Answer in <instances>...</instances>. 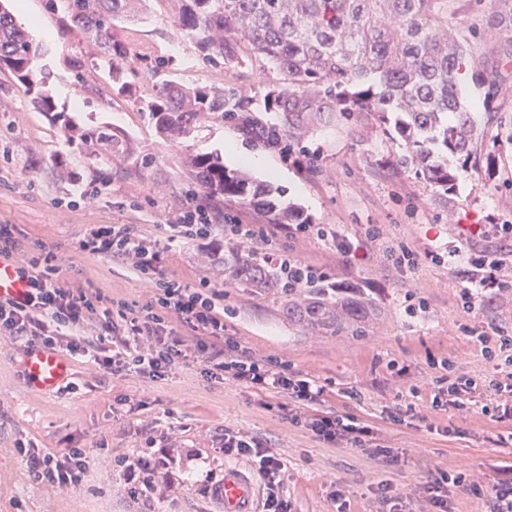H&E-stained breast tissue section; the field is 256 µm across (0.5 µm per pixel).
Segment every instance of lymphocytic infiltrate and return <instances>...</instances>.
<instances>
[{"label":"lymphocytic infiltrate","mask_w":512,"mask_h":512,"mask_svg":"<svg viewBox=\"0 0 512 512\" xmlns=\"http://www.w3.org/2000/svg\"><path fill=\"white\" fill-rule=\"evenodd\" d=\"M173 230L176 237L210 244L219 240L247 242L260 249L266 261L294 288L312 279L327 280L320 267L298 262L280 244V237L317 234L331 239L338 251L351 255V241L334 228L315 224H245L238 216L225 215L223 223H212L208 212L183 207ZM88 256H110L128 261L141 276L154 280L153 300L145 311L111 297L88 299L82 287H63L54 255L16 264L15 271L26 285L16 296L0 297V336L23 343L25 349L42 348L70 356H90L98 370L115 376L136 374L161 378L180 362H195L213 378L244 384L255 391H272L281 401L284 418L311 431L324 443L350 448L374 447L378 435L371 426L353 418L319 413L326 388L316 380L279 367L273 358L246 350L224 334V307L209 283L188 288L164 277L163 251L140 237L131 224H97L79 241ZM500 264L471 259L461 276L464 295L478 298L487 289H504L512 281L500 277ZM98 322L112 345L111 354L90 353L83 334L90 322ZM475 386L473 379L459 377L434 381L431 411L455 409L471 412L465 396ZM225 457L244 459L255 467L263 481L262 512H290L284 490V463L257 435L241 429H225L215 439ZM27 469L37 480L60 487H77L89 468L84 449L73 448L59 455L45 448L23 451ZM202 458L200 449L178 448L149 438L147 447L116 456L119 485L130 496L154 499L160 487L185 485ZM432 512H448L455 492L470 494L488 512H512V469L501 473L493 485H485L475 474L439 470L425 486Z\"/></svg>","instance_id":"obj_1"}]
</instances>
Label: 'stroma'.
<instances>
[{"label":"stroma","instance_id":"1","mask_svg":"<svg viewBox=\"0 0 512 512\" xmlns=\"http://www.w3.org/2000/svg\"><path fill=\"white\" fill-rule=\"evenodd\" d=\"M26 3L22 13L16 0H9L8 8L44 48L35 68L55 94L57 113L35 110L30 95L0 72V224L17 225L20 260L51 250L63 286H80L140 310L154 294L150 281L124 260L89 257L76 249L92 225H136L163 248L166 277L190 288L205 281L222 294L226 335L326 385L324 410L378 430L401 462L389 466L371 449L327 446L284 419L274 393L211 379L192 362L158 379L120 378L74 356L71 388L41 395L25 387L22 348L7 340L0 344V512H221L220 502L205 491L208 471L228 467L253 473L244 461L214 448L215 436L227 427L258 435L280 454L292 512H336L332 494L337 490L349 500L350 512H386L370 491L382 481L394 485L408 512H429L424 485L436 469L450 467L492 483L501 469L512 467V446L494 443L512 422L454 409L427 410L435 377L480 380L486 375L477 332L492 324L512 336V290L486 291L469 308L457 275L471 255L512 265V237L480 230L484 224L512 225L511 41L493 35L473 41L476 61L499 70L494 105L500 121L485 120L486 87L461 83V99L482 124L479 155L492 156L494 164L469 170L449 192L400 173L396 144L367 115L350 124L326 119L314 126L304 142L318 155L312 174L253 146L267 165L266 171L252 170L256 182L273 183L281 203L301 208L310 223L334 225L357 247L346 256L332 240L313 235L290 241L297 259L371 289L379 303L380 313L365 337H315L289 325L273 299L225 281L228 243L215 253L171 237L178 209L200 192L187 178L185 155L223 153L225 139L238 137V130L226 122H208L183 143L164 140L133 99L113 91L107 74L98 77L99 94L81 88L62 63L66 56H88L80 33L48 12L45 0ZM455 9L454 23L461 31H480L492 19L512 20V0H494L483 10L476 0H457ZM123 41L138 85L144 82L140 58L146 54L164 56L171 77L180 82L234 87L259 100L281 83L275 71L254 61L230 70L203 65L194 42L174 19L171 0H160L147 19L128 24ZM71 125L128 134L148 165L131 175L98 176L78 141L69 139ZM57 156L79 173V183L59 176L53 163ZM271 170L279 172V179L269 180ZM372 224L380 229L374 242L364 236ZM398 243L418 254L417 264L394 262L387 249ZM131 403L136 412H128ZM151 436L203 455L191 486L168 493L160 503L120 492L114 463L116 454L146 447ZM20 443L86 449L90 467L74 489L33 481L16 450Z\"/></svg>","mask_w":512,"mask_h":512}]
</instances>
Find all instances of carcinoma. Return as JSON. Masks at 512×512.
Segmentation results:
<instances>
[{"label":"carcinoma","mask_w":512,"mask_h":512,"mask_svg":"<svg viewBox=\"0 0 512 512\" xmlns=\"http://www.w3.org/2000/svg\"><path fill=\"white\" fill-rule=\"evenodd\" d=\"M151 0H46L63 11L93 49L89 59H71L68 67L81 82L96 87L107 68L118 94L133 95L135 84L127 48L119 31ZM456 0H174L178 22L190 36L199 59L209 65L238 66L247 57L277 71L283 85L265 94L287 139H304L324 115L349 124L370 115L394 140L403 172L448 191L468 168L477 167L482 130L460 97V76L487 83L478 69L469 39L451 24ZM42 54L13 14L0 6V71L33 94L34 107L55 111L44 78L35 70ZM144 70L151 82L137 97L165 139L190 138L206 121H222L229 112L257 117L251 97L235 88L191 87L170 78L156 56ZM83 155L97 164L144 165L130 137L122 133L68 127ZM188 177L202 189L199 205H253L274 224H306L293 207H281L274 190L254 183L244 172L226 170L219 157L190 154ZM224 278L246 285L252 295L280 302L288 322L312 336L362 337L378 304L356 283L326 282L286 288L281 273L249 251L224 255Z\"/></svg>","instance_id":"1"}]
</instances>
